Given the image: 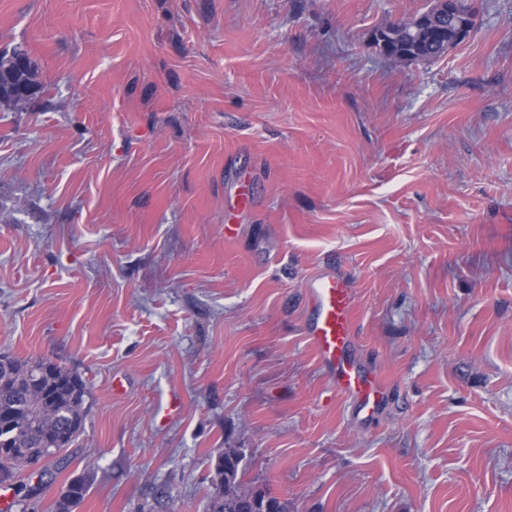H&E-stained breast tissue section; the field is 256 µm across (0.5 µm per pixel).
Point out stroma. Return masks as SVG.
Here are the masks:
<instances>
[{
    "instance_id": "obj_1",
    "label": "stroma",
    "mask_w": 512,
    "mask_h": 512,
    "mask_svg": "<svg viewBox=\"0 0 512 512\" xmlns=\"http://www.w3.org/2000/svg\"><path fill=\"white\" fill-rule=\"evenodd\" d=\"M431 4L0 0L42 84L0 102V352L90 383L32 512H207L222 448L294 512H512V0L382 55ZM326 270L370 420L305 335ZM461 2L466 12L470 13L474 28L475 9L472 8L471 4L466 3L465 0H435L433 1L432 7L429 8L426 13H422L417 18L410 21L396 22L395 25H398L400 28L388 24L378 29L375 33L379 34V38L376 40L375 44L379 47L381 52V42L392 45L393 51L406 50L409 53V61H428L436 59L440 57L442 53L433 45L423 44L414 48L411 46L407 48V45L411 42L410 32L401 28H412L416 32L419 31L423 33L428 41L439 44L443 54H446L453 44L448 43V35L446 36L441 33L435 23V19L437 16L452 18L456 26V39L454 42L465 39L472 32V28L468 20V15L464 13L460 7ZM253 201L245 183H242L240 190L226 203L227 221L239 222L252 208ZM87 493V485L81 478L74 479L68 485L66 491L55 502V512H73L82 502Z\"/></svg>"
}]
</instances>
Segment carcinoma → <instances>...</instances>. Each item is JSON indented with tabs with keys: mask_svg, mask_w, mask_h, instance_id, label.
Segmentation results:
<instances>
[{
	"mask_svg": "<svg viewBox=\"0 0 512 512\" xmlns=\"http://www.w3.org/2000/svg\"><path fill=\"white\" fill-rule=\"evenodd\" d=\"M377 33L376 43L408 51L411 61L441 56L433 45L410 47V32L391 24ZM89 396L88 382L76 369L48 365L42 358L0 354V485L13 489L11 506L20 507V512H27L26 501L39 490L33 478L45 477L51 460L84 433ZM244 472L238 463L230 469L215 464L217 487L209 512H253L250 502L268 490L245 485ZM86 493L83 479L72 480L55 502L54 512H74Z\"/></svg>",
	"mask_w": 512,
	"mask_h": 512,
	"instance_id": "obj_1",
	"label": "carcinoma"
}]
</instances>
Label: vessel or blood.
Wrapping results in <instances>:
<instances>
[{
	"mask_svg": "<svg viewBox=\"0 0 512 512\" xmlns=\"http://www.w3.org/2000/svg\"><path fill=\"white\" fill-rule=\"evenodd\" d=\"M253 205L248 188H240L227 202L231 221H240ZM310 315L306 327L309 342L337 394L360 411L374 414L382 405L386 388L355 355V290L349 278L322 272L307 284Z\"/></svg>",
	"mask_w": 512,
	"mask_h": 512,
	"instance_id": "b4317fda",
	"label": "vessel or blood"
}]
</instances>
